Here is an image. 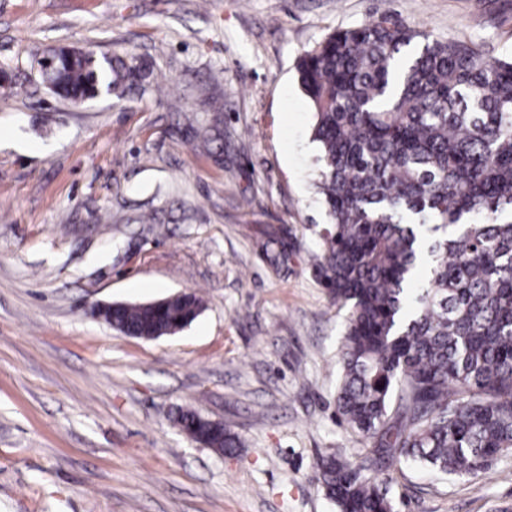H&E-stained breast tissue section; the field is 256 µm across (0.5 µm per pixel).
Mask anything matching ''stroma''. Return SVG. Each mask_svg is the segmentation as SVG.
Here are the masks:
<instances>
[{"label": "stroma", "instance_id": "stroma-1", "mask_svg": "<svg viewBox=\"0 0 512 512\" xmlns=\"http://www.w3.org/2000/svg\"><path fill=\"white\" fill-rule=\"evenodd\" d=\"M386 12L512 56V0H0V512H336L316 460L370 442L336 414L348 310L318 273L296 62ZM62 47L145 58L158 82L59 98L39 63ZM217 119L215 158L199 133ZM180 292L203 308L170 336L93 315ZM184 410L240 448L190 439ZM379 477L397 512L512 510V454Z\"/></svg>", "mask_w": 512, "mask_h": 512}]
</instances>
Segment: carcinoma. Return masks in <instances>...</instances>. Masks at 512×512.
<instances>
[{
    "instance_id": "cac0c4a2",
    "label": "carcinoma",
    "mask_w": 512,
    "mask_h": 512,
    "mask_svg": "<svg viewBox=\"0 0 512 512\" xmlns=\"http://www.w3.org/2000/svg\"><path fill=\"white\" fill-rule=\"evenodd\" d=\"M153 69L115 54L103 74L60 48L42 68L71 101L123 99ZM299 85L320 146L321 283L349 310L336 410L373 442L361 462L318 459L337 512H396L388 462L477 477L512 450V59L439 40L382 14L305 49ZM431 276H413L423 260ZM196 295L127 304L118 326L144 337L186 325ZM205 442L230 452L228 430Z\"/></svg>"
}]
</instances>
